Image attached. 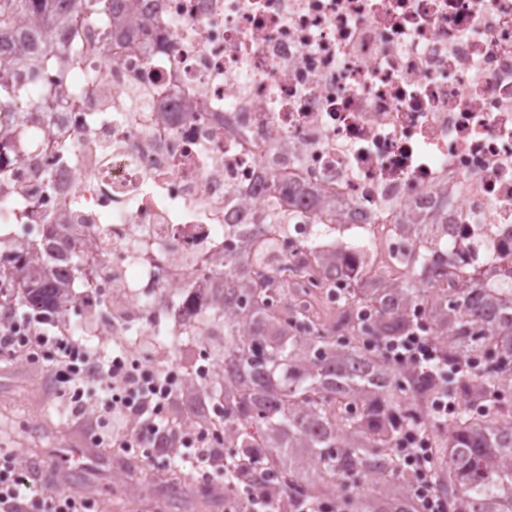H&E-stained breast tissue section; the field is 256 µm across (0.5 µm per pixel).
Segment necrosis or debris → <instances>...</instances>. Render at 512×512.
<instances>
[{"mask_svg":"<svg viewBox=\"0 0 512 512\" xmlns=\"http://www.w3.org/2000/svg\"><path fill=\"white\" fill-rule=\"evenodd\" d=\"M121 31L83 11L54 35L81 44L39 93L80 77L76 106L25 121L27 160L0 150L9 239L75 227L101 335L156 352L136 383L213 380L200 341L215 307L194 279L224 261V230L276 238L295 300L321 294L316 219L366 233L344 252L388 287L413 269L417 225L448 238L438 266L503 282L512 266V0H137ZM279 232L266 225L271 208Z\"/></svg>","mask_w":512,"mask_h":512,"instance_id":"obj_1","label":"necrosis or debris"}]
</instances>
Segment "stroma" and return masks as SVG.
<instances>
[{
  "mask_svg": "<svg viewBox=\"0 0 512 512\" xmlns=\"http://www.w3.org/2000/svg\"><path fill=\"white\" fill-rule=\"evenodd\" d=\"M0 448L25 450L29 470L55 469L57 487L89 497L96 512H167L179 495L181 512H225L195 471L157 457L143 475L115 482L114 456L73 422L71 406L50 389L46 367L0 360Z\"/></svg>",
  "mask_w": 512,
  "mask_h": 512,
  "instance_id": "1",
  "label": "stroma"
}]
</instances>
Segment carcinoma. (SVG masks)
<instances>
[{
	"mask_svg": "<svg viewBox=\"0 0 512 512\" xmlns=\"http://www.w3.org/2000/svg\"><path fill=\"white\" fill-rule=\"evenodd\" d=\"M65 20L52 0H0V115L23 112L47 116L49 102L38 97L28 75L48 66L65 68L61 57L42 51L41 39ZM27 153L22 128L0 123V147ZM224 339L214 357L224 363L219 383H201L197 393L217 425L233 424L260 450L266 470L288 475V499L314 509L336 499L337 512H413V475L392 444L421 426L437 436L440 466L432 472L451 512H512V419H502L500 401L512 390V287L489 288L471 271L454 275L461 287L418 288L415 272L392 288H374L338 256L316 250L324 274H340L344 300L376 310V348L364 344L366 329L352 322L344 332L314 321L305 306L276 312L275 297L286 292L281 268L268 256L271 243L250 250L233 247L224 233ZM447 248L435 236L421 244V269ZM256 268L252 278L243 270ZM74 277L55 275L42 245L21 240L13 254L0 256V279L10 301H0V323L21 310L29 316L64 321L84 268ZM430 306L434 338L451 336L455 346L436 350L427 365L400 371L381 346L419 332L408 309ZM496 326L486 335L476 326L484 311ZM480 354L486 368L471 370L468 357ZM421 393L454 402L448 415H423L411 398ZM358 480L355 491L336 487Z\"/></svg>",
	"mask_w": 512,
	"mask_h": 512,
	"instance_id": "cac0c4a2",
	"label": "carcinoma"
}]
</instances>
